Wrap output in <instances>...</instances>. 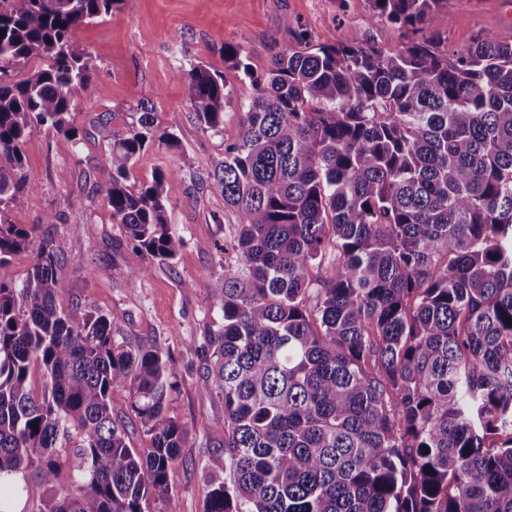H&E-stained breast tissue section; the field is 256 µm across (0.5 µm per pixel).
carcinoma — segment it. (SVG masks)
Listing matches in <instances>:
<instances>
[{
	"mask_svg": "<svg viewBox=\"0 0 512 512\" xmlns=\"http://www.w3.org/2000/svg\"><path fill=\"white\" fill-rule=\"evenodd\" d=\"M119 2L0 0V265L36 246L26 280L0 282V512L21 496L44 512H177L171 358L58 307L61 242L8 218L35 186L27 138L48 125L76 140L73 106L94 95L77 29ZM370 2L416 34L444 0ZM296 43L261 76L227 42L233 78L203 62L176 73L215 134L233 81L253 89L208 171L239 231L211 283L223 324L202 387L224 401V430L206 512H512V41L481 31L461 50L432 37L389 54L299 29ZM156 140L180 147L140 101L112 136L104 201L166 263L174 172L128 184ZM120 390L143 456L112 416ZM65 469L68 487L45 498ZM112 413L114 417H126L125 420L128 422V440L132 448H136L142 454L151 450L149 437L143 433L141 425L131 415L129 396L126 391H118L112 395Z\"/></svg>",
	"mask_w": 512,
	"mask_h": 512,
	"instance_id": "cac0c4a2",
	"label": "carcinoma"
}]
</instances>
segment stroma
Here are the masks:
<instances>
[{"label":"stroma","instance_id":"1","mask_svg":"<svg viewBox=\"0 0 512 512\" xmlns=\"http://www.w3.org/2000/svg\"><path fill=\"white\" fill-rule=\"evenodd\" d=\"M299 28L326 47L374 45L390 53L403 43L396 25L374 20L368 0H121L110 16L76 33L95 65V98L75 107L76 140L44 126L24 145L35 186L9 218L30 227L55 215L49 230L66 256L58 273L61 305L107 315L116 345L132 349L149 339L174 362L167 414L187 430L170 490L178 512H204L209 458L224 426L223 401L201 384L212 360L208 336L223 322L211 284L238 226L207 173L223 156L225 141L238 134L252 88L236 82L224 132L216 135L196 122L175 72L196 61L224 70V43L240 42L253 70L263 73L275 53L295 46ZM431 28L452 50L468 46L481 31L510 41L512 0H448ZM140 100L154 106L162 127L174 128L180 141L176 150L150 146L131 167L138 186L158 172L169 175V231L181 242L169 263L149 261L104 203L112 136L124 131ZM141 266L147 275L131 281L130 269Z\"/></svg>","mask_w":512,"mask_h":512}]
</instances>
